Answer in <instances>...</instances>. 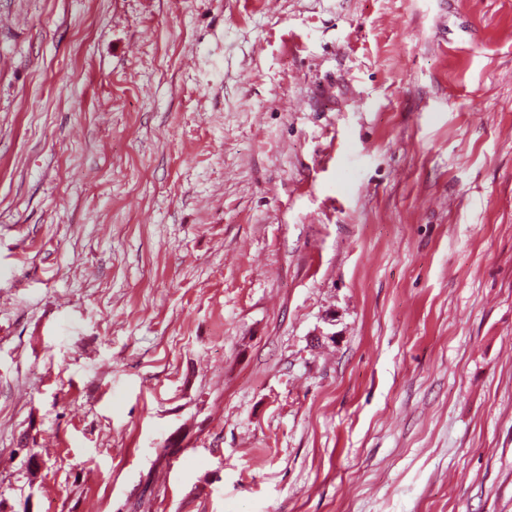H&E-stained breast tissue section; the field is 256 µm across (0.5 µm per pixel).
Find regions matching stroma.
Returning a JSON list of instances; mask_svg holds the SVG:
<instances>
[{"instance_id": "35a3bbf8", "label": "stroma", "mask_w": 512, "mask_h": 512, "mask_svg": "<svg viewBox=\"0 0 512 512\" xmlns=\"http://www.w3.org/2000/svg\"><path fill=\"white\" fill-rule=\"evenodd\" d=\"M0 512H512V0H0Z\"/></svg>"}]
</instances>
